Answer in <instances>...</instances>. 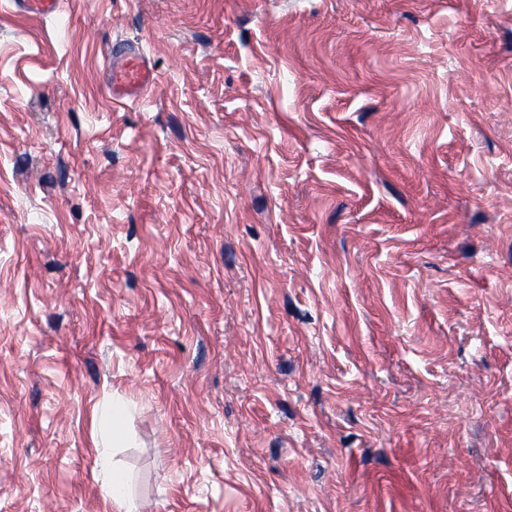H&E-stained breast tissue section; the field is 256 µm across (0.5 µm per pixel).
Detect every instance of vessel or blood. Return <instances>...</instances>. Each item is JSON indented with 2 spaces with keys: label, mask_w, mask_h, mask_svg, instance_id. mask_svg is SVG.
<instances>
[{
  "label": "vessel or blood",
  "mask_w": 512,
  "mask_h": 512,
  "mask_svg": "<svg viewBox=\"0 0 512 512\" xmlns=\"http://www.w3.org/2000/svg\"><path fill=\"white\" fill-rule=\"evenodd\" d=\"M62 0H14L21 12L52 16L61 10ZM155 83L148 57L135 46L114 53L107 69V86L113 102L122 104L142 97Z\"/></svg>",
  "instance_id": "b4317fda"
}]
</instances>
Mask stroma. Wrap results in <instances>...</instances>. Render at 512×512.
I'll list each match as a JSON object with an SVG mask.
<instances>
[{
    "label": "stroma",
    "mask_w": 512,
    "mask_h": 512,
    "mask_svg": "<svg viewBox=\"0 0 512 512\" xmlns=\"http://www.w3.org/2000/svg\"><path fill=\"white\" fill-rule=\"evenodd\" d=\"M10 3L0 512H512V0ZM62 0H15L13 4L21 12L53 16L61 11ZM155 83L153 67L148 57L129 45L114 53L107 69V86L113 103L142 97ZM128 411V404L121 399L112 398L103 410L106 419L110 423V430L105 434L102 429L97 441L99 449L98 466L103 475L102 490L104 494L112 498L118 506L119 511L136 512L138 506L129 500L126 493L124 477L111 469L109 448H114L116 442L120 439L119 423ZM112 446V447H111Z\"/></svg>",
    "instance_id": "1"
}]
</instances>
